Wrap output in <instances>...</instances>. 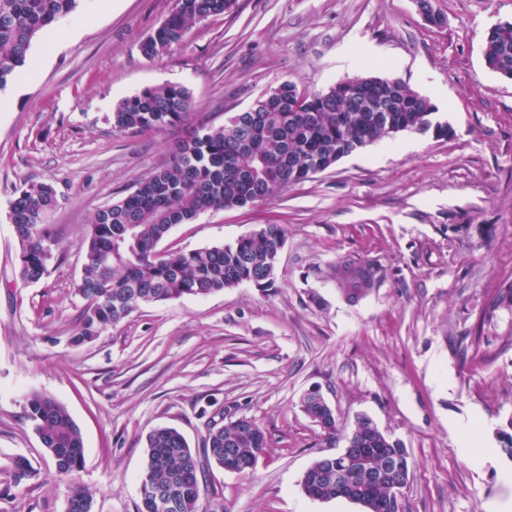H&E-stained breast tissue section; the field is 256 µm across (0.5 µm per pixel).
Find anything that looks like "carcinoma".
I'll list each match as a JSON object with an SVG mask.
<instances>
[{"label": "carcinoma", "mask_w": 512, "mask_h": 512, "mask_svg": "<svg viewBox=\"0 0 512 512\" xmlns=\"http://www.w3.org/2000/svg\"><path fill=\"white\" fill-rule=\"evenodd\" d=\"M236 0H176L174 10L141 43L140 52L154 59L181 43L198 23L231 12ZM78 0H0V89L23 73L34 39L59 17L76 10ZM488 69L512 75V20L486 35L483 48ZM255 112L229 117L219 126L193 121L194 101L177 83L146 87L123 99L112 112V129L143 133L186 126L161 165L140 178L121 199L99 209L86 239L83 273L74 291L83 300L72 342H90L142 305L187 296H206L243 282L258 288L274 285L285 244L280 224H262L230 244L190 251L158 249L173 226L195 220L208 210L245 208L263 202L311 175L300 170L316 161L327 170L341 158L397 132L426 133L434 127L438 107L430 98L399 79L362 77L351 93L336 86L309 93L282 81L264 95ZM58 205L56 191L44 182L24 183L14 191L8 219L19 246V276L26 284L40 282L49 272L54 240L46 227ZM338 290L350 303L367 296L379 283L370 263L348 260L336 265ZM512 308V281L499 288L489 312ZM303 411L324 425L329 436L344 430L317 401L302 402ZM27 419L56 471L71 476L84 460L81 431L68 410L50 395L27 398ZM357 452L347 458L315 459L300 482L314 500L336 499V479L348 484L364 512H381L393 483L407 484L410 455L371 419L357 418L345 434ZM267 448L262 428L241 417L208 429L204 457L189 448L175 428L153 429L145 442L141 480L174 502L168 510L151 498L139 512H198V474L214 464L241 473ZM14 482L34 479L36 469L24 458L12 463ZM70 512L93 504L87 489L76 485Z\"/></svg>", "instance_id": "1"}]
</instances>
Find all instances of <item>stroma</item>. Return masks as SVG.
Instances as JSON below:
<instances>
[{"label": "stroma", "instance_id": "stroma-1", "mask_svg": "<svg viewBox=\"0 0 512 512\" xmlns=\"http://www.w3.org/2000/svg\"><path fill=\"white\" fill-rule=\"evenodd\" d=\"M175 0H81L72 32L36 38L38 68L8 83L0 112V512H66L73 484L94 512H138L146 434L178 429L195 453L212 425L254 419L268 446L254 471L210 469L199 512H363L305 496L300 481L330 440L301 407L319 387L337 421L358 416L408 449L404 512H485L512 498V309L486 310L512 280V80L486 68L489 29L512 0H238L154 60L141 41ZM361 75L396 77L430 98L448 138L403 132L342 158L251 209L176 225L161 249L222 245L262 224L285 231L272 288L249 283L144 305L73 344L85 237L95 212L163 161L184 127L117 134L111 112L143 88L178 83L196 120L223 124L282 80L310 92ZM55 188L49 273L23 284L8 220L14 190ZM369 262L379 285L358 303L336 264ZM34 392L69 411L84 442L58 475L25 416ZM480 446L463 457L468 441ZM39 475L14 484L11 462Z\"/></svg>", "mask_w": 512, "mask_h": 512}]
</instances>
